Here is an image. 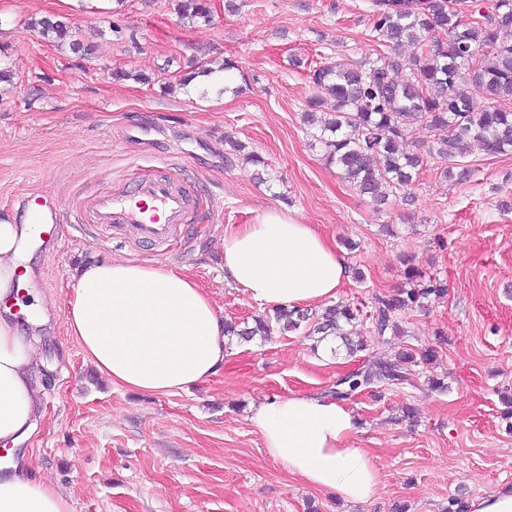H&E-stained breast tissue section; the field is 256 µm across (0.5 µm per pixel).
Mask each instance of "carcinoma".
<instances>
[{"mask_svg": "<svg viewBox=\"0 0 512 512\" xmlns=\"http://www.w3.org/2000/svg\"><path fill=\"white\" fill-rule=\"evenodd\" d=\"M467 0H370L373 42L381 47L376 59H336L309 70L316 95L309 102L303 123L320 145L328 164L362 195L382 202L388 193L407 190L419 176L424 158L448 162L441 175L463 177L459 169L473 145L489 155L512 152V0H496L483 12ZM177 13L193 25L212 23L210 0H177ZM42 39L74 54L87 48L72 38L68 24L55 16L30 22ZM409 47L411 54L401 49ZM191 71L167 84L186 88L192 80L212 81L238 65L230 60L189 64ZM333 101L328 117H316L325 100ZM424 123L433 133L427 150L408 143L411 128ZM408 287L374 295L370 332L400 336L399 316L424 307L430 297L442 298L448 289L437 278L425 277L413 263L404 270ZM363 312L356 306L336 304L321 314L296 307H275L272 314L254 319V326L224 322V335L250 341L266 337L275 322L284 331L301 327L325 340H341L350 357L366 350L352 338ZM435 356L432 347L390 350L339 379L333 394L341 399L372 386L386 389L407 384L415 367Z\"/></svg>", "mask_w": 512, "mask_h": 512, "instance_id": "1", "label": "carcinoma"}]
</instances>
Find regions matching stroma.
<instances>
[{
  "instance_id": "stroma-1",
  "label": "stroma",
  "mask_w": 512,
  "mask_h": 512,
  "mask_svg": "<svg viewBox=\"0 0 512 512\" xmlns=\"http://www.w3.org/2000/svg\"><path fill=\"white\" fill-rule=\"evenodd\" d=\"M234 10H227V2ZM213 22L180 21L174 0H0V51L15 72L0 87V209L36 189L91 216L96 192L131 188L145 174L186 185L194 218L175 239L151 243L98 225L55 224L52 252L26 251L25 289L55 302L40 336L44 416L14 459L53 481L72 512H445L457 491L512 489V153L472 147L470 176L447 181L429 160L410 197L376 205L326 166L302 123L315 91L307 72L327 57L375 59L368 0H214ZM55 14L88 45L80 56L31 31ZM230 58L249 78L242 93L172 81L190 58ZM148 80L115 81L114 72ZM245 143L261 166L232 155ZM287 206L343 251L350 269L337 301L371 305L404 287V260L446 281L448 294L401 316L413 349L434 347L413 385L368 388L347 399L357 447L379 472L369 501L346 505L288 473L250 420L272 397L330 392L372 361L386 339L344 359L313 351L305 332L235 343L217 375L169 396L112 385L66 331V298L90 259L160 263L190 275L222 319L268 313L224 278L225 232ZM446 388L430 389L428 377ZM412 407L414 418L403 416Z\"/></svg>"
}]
</instances>
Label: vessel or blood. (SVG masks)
Segmentation results:
<instances>
[{
    "label": "vessel or blood",
    "mask_w": 512,
    "mask_h": 512,
    "mask_svg": "<svg viewBox=\"0 0 512 512\" xmlns=\"http://www.w3.org/2000/svg\"><path fill=\"white\" fill-rule=\"evenodd\" d=\"M21 213L35 224H59L65 219L58 200L47 190L24 196ZM93 215L95 223L130 227L140 238L160 242L170 239L176 226L189 221L191 208L185 190L168 179L145 176L129 192L101 191L93 201Z\"/></svg>",
    "instance_id": "b4317fda"
}]
</instances>
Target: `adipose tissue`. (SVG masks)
<instances>
[{
	"mask_svg": "<svg viewBox=\"0 0 512 512\" xmlns=\"http://www.w3.org/2000/svg\"><path fill=\"white\" fill-rule=\"evenodd\" d=\"M36 224L0 219V441L18 443L41 415L43 389L33 380L38 342L6 315L18 300L21 247ZM227 278L249 298L293 307L336 296L347 281L343 253L288 209L266 211L222 242ZM68 334L110 383L172 395L218 374L227 356L224 322L188 275L125 259L81 267L67 296ZM251 420L271 457L308 486L347 502L372 498L378 471L356 447L359 422L339 401L307 395L259 402ZM0 512H71L47 480L0 477Z\"/></svg>",
	"mask_w": 512,
	"mask_h": 512,
	"instance_id": "obj_1",
	"label": "adipose tissue"
}]
</instances>
